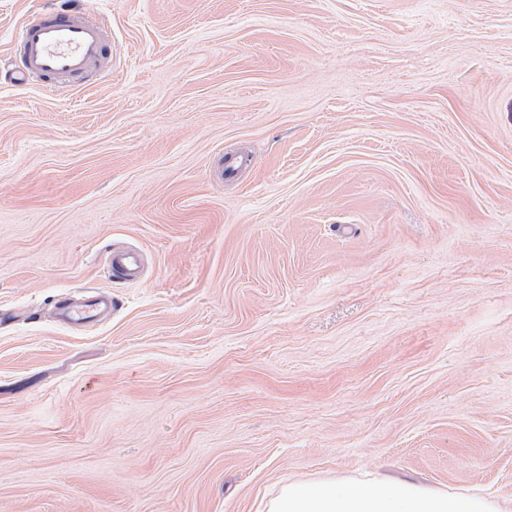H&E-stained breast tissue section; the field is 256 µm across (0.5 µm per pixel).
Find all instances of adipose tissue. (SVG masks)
<instances>
[{"mask_svg": "<svg viewBox=\"0 0 512 512\" xmlns=\"http://www.w3.org/2000/svg\"><path fill=\"white\" fill-rule=\"evenodd\" d=\"M269 512H502L477 493L429 490L412 483L365 481L355 485L336 482L284 486Z\"/></svg>", "mask_w": 512, "mask_h": 512, "instance_id": "ef3b65f1", "label": "adipose tissue"}]
</instances>
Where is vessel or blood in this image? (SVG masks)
<instances>
[{"instance_id": "1", "label": "vessel or blood", "mask_w": 512, "mask_h": 512, "mask_svg": "<svg viewBox=\"0 0 512 512\" xmlns=\"http://www.w3.org/2000/svg\"><path fill=\"white\" fill-rule=\"evenodd\" d=\"M15 55L19 81H40L71 86L73 80L104 70L112 58L108 33L70 11L51 8L29 19L18 30ZM109 267L114 276L126 282L142 277L143 261L130 248L113 249ZM106 294L93 295L84 305L72 308L67 318L83 322L97 316L100 309L111 304Z\"/></svg>"}]
</instances>
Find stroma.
I'll use <instances>...</instances> for the list:
<instances>
[{
    "mask_svg": "<svg viewBox=\"0 0 512 512\" xmlns=\"http://www.w3.org/2000/svg\"><path fill=\"white\" fill-rule=\"evenodd\" d=\"M49 5L112 68L0 71V512H512V0H0V61ZM109 267L114 276L126 282H137L142 277L143 261L140 254L130 248H113ZM108 304H112V298L109 295L95 294L86 304L69 310L66 317L71 322L89 321L97 316L102 307ZM269 512H506L477 493L429 490L412 483L365 481L284 486Z\"/></svg>",
    "mask_w": 512,
    "mask_h": 512,
    "instance_id": "stroma-1",
    "label": "stroma"
}]
</instances>
